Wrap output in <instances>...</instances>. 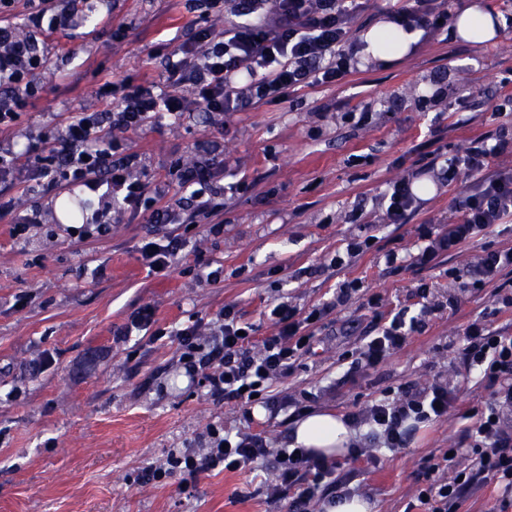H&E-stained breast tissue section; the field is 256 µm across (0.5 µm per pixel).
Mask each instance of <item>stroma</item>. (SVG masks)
<instances>
[{"label": "stroma", "instance_id": "obj_1", "mask_svg": "<svg viewBox=\"0 0 512 512\" xmlns=\"http://www.w3.org/2000/svg\"><path fill=\"white\" fill-rule=\"evenodd\" d=\"M466 3L503 15L496 41L474 46L431 32L395 63L353 65L343 80L285 101L221 119L188 112L130 134L147 174L172 171L193 159L195 143L210 141L224 152L225 182L253 185L225 199L221 233H197L168 275L138 258L144 219L109 213L111 233L82 240L56 215L58 192L35 183L20 197L19 208L39 207L43 222L19 241L0 220V512H288L287 499L268 498V461L165 485L144 472L169 449L199 448L214 424L289 447L294 413L285 402L307 392L316 394L315 408L347 416L400 386L462 380L463 330L492 306L491 288L472 287L474 265L484 248L512 247V223L424 268L410 256L419 247L416 225L447 220L475 181H443L436 154L464 153L503 130L512 136V0H451L449 10ZM122 22L125 37L113 38ZM188 24L224 28L221 16L189 11L184 0H81L74 26L41 43L50 68L19 116L15 142L65 113L102 110L104 80L161 75L158 48ZM417 170L428 194L405 223H387L385 191ZM371 234L375 247L331 267L349 240ZM390 253L395 263H387ZM202 269L217 271L216 281L199 282ZM355 278L395 312L413 304L423 283L433 301L452 297L457 307L432 317L382 365L354 371L353 354L380 327L365 297L354 295L318 323L313 351L274 384L260 416L210 397L178 359L174 331L224 305H235L262 339L275 332L269 303L285 298L304 313ZM21 294L29 301L19 308ZM145 306L167 336H121ZM489 397L471 379L444 421L420 425L398 452L367 444L376 463L342 461L339 477L370 512H424L413 500L425 458L460 443L464 413Z\"/></svg>", "mask_w": 512, "mask_h": 512}]
</instances>
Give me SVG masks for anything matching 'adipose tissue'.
<instances>
[{"mask_svg":"<svg viewBox=\"0 0 512 512\" xmlns=\"http://www.w3.org/2000/svg\"><path fill=\"white\" fill-rule=\"evenodd\" d=\"M502 24L500 15L468 6L454 16L451 32L463 41L482 45L497 36ZM420 37V31L411 32L384 19L362 34L361 39L366 44L367 54L382 62H393L402 59ZM357 436V428L351 426L347 418L328 410L310 412L295 420L291 427L293 447L305 448L329 459L347 454Z\"/></svg>","mask_w":512,"mask_h":512,"instance_id":"ef3b65f1","label":"adipose tissue"}]
</instances>
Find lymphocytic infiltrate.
Wrapping results in <instances>:
<instances>
[{
	"instance_id": "1",
	"label": "lymphocytic infiltrate",
	"mask_w": 512,
	"mask_h": 512,
	"mask_svg": "<svg viewBox=\"0 0 512 512\" xmlns=\"http://www.w3.org/2000/svg\"><path fill=\"white\" fill-rule=\"evenodd\" d=\"M25 2L32 36L20 37L12 25L0 24V183L13 190L12 196H0V218L9 219L14 238H25L42 220L39 209L16 211L15 196L26 193L29 182H41L49 191L85 188L105 209L147 216L150 229L138 251L158 273L168 272L189 244L187 235L166 234L165 226L204 223L209 233H220L226 194H239L248 186L225 183L222 153L211 142L196 143L198 161L178 165L174 177H138L141 155L129 134L187 112L220 116L259 108L301 88L342 79L350 71L346 45L359 8L358 0H187L190 8L222 14L223 31L175 35L165 44L161 78L104 81L98 88L103 111L68 113L16 149L4 140L11 137L19 110L41 91L37 75L47 63L37 39L70 27L77 15L72 0ZM447 18L440 0H408L391 15L408 30L435 29ZM507 147L501 137H481L464 155L445 159L443 180L455 181L463 173L477 180L448 224L436 231L418 226L421 245L413 264L425 266L461 252L493 225L512 221V168L491 163ZM174 184L185 201H169ZM508 269L512 248L485 250L476 266L474 285L492 286L496 315L512 309V283L500 279ZM362 288L361 281L344 282L329 302L304 315L288 303L274 304L270 317L278 332L260 341L234 307H224L207 322V335H200L195 325L177 331L179 360L187 372L204 376L211 396L251 404L253 397H265L276 380L293 373L299 357L313 349L314 326L329 310L347 306ZM430 295L427 285L418 286L417 309L391 315L366 339L352 368L377 367L403 350L411 335L444 309ZM461 351L466 372L487 383L491 398L484 409L466 413L473 421L467 447L427 457L418 495L425 498L428 512H460L474 487L492 482L503 488L492 512H512V336L477 319L465 327ZM459 392V386L442 382L415 393L400 387L394 397L373 401L357 417L394 452L408 445L419 424L447 417ZM207 437L202 450L170 453L166 463L153 469V478L161 482L179 472L237 471L270 457L274 477L269 494L287 498L288 512H315L316 506H335L351 494L336 478V462L306 449L271 448L260 434L229 435L220 427L209 429Z\"/></svg>"
}]
</instances>
